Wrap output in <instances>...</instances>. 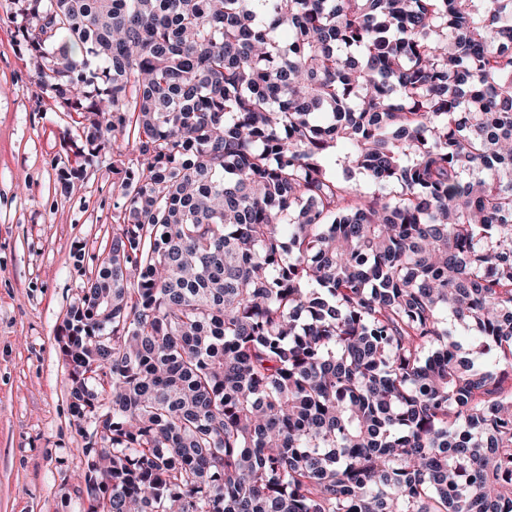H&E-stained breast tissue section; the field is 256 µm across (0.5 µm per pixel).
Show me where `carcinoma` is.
<instances>
[{
    "label": "carcinoma",
    "instance_id": "carcinoma-1",
    "mask_svg": "<svg viewBox=\"0 0 512 512\" xmlns=\"http://www.w3.org/2000/svg\"><path fill=\"white\" fill-rule=\"evenodd\" d=\"M6 2L137 155L58 336L85 512H512V0Z\"/></svg>",
    "mask_w": 512,
    "mask_h": 512
}]
</instances>
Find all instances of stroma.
I'll list each match as a JSON object with an SVG mask.
<instances>
[{
    "instance_id": "1",
    "label": "stroma",
    "mask_w": 512,
    "mask_h": 512,
    "mask_svg": "<svg viewBox=\"0 0 512 512\" xmlns=\"http://www.w3.org/2000/svg\"><path fill=\"white\" fill-rule=\"evenodd\" d=\"M75 115L57 111L15 27L0 20V512H84L78 477L86 424L69 411L57 334L124 211L118 186L129 159L110 139L79 179L65 144Z\"/></svg>"
}]
</instances>
